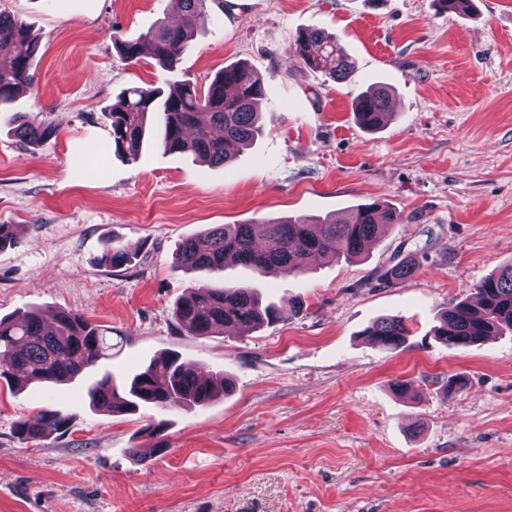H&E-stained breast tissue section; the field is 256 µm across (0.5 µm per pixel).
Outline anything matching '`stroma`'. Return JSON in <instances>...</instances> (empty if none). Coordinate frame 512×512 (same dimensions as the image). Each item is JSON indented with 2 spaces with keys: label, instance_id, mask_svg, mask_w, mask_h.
<instances>
[{
  "label": "stroma",
  "instance_id": "35a3bbf8",
  "mask_svg": "<svg viewBox=\"0 0 512 512\" xmlns=\"http://www.w3.org/2000/svg\"><path fill=\"white\" fill-rule=\"evenodd\" d=\"M188 41L175 72L129 64L115 38L171 19L170 0H0L40 40L34 86L0 112V317L66 308L112 331L101 362L121 382L178 354L232 393L192 410L92 408L85 381L21 391L0 384V512H512V331L467 348L433 335L448 303L512 265V0H233ZM336 33L356 71L335 82L290 47L300 30ZM245 62L264 79L265 131L227 165L145 141L116 153L109 106L133 86H207ZM390 87L392 116L368 132L352 103ZM56 130L32 147L12 111ZM385 202L403 214L359 258L303 273L220 274L302 314L245 334L192 336L171 316L193 279L179 245L214 224L348 216ZM132 265L97 263L107 239ZM408 279L385 282L400 258ZM405 317L406 346L365 331ZM407 392L395 391L396 379ZM45 409L64 432L19 439ZM162 424V435L149 424ZM145 460L135 463L130 449Z\"/></svg>",
  "mask_w": 512,
  "mask_h": 512
}]
</instances>
